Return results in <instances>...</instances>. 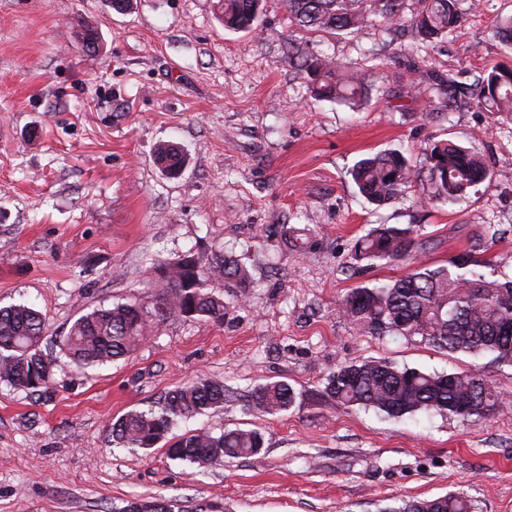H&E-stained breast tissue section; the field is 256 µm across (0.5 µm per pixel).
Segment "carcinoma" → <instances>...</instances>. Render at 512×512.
<instances>
[{"label":"carcinoma","instance_id":"cac0c4a2","mask_svg":"<svg viewBox=\"0 0 512 512\" xmlns=\"http://www.w3.org/2000/svg\"><path fill=\"white\" fill-rule=\"evenodd\" d=\"M421 7L408 19L403 0H285L289 19L314 32H357L376 21L391 34L410 32L418 43L448 35L462 18L463 0H419ZM263 0H224V26L249 31L259 22ZM301 70L312 78L315 92L328 99L356 104L367 98L364 79L349 74L331 59H305ZM431 89L444 96L448 107L466 99L488 112H512V70L493 67L467 84L448 73L432 71ZM430 199L454 204L489 176L477 153L450 140L427 148ZM162 171L175 175L185 165L182 149L162 142L155 150ZM416 172L400 151L376 153L359 160L351 176L359 192L370 202L394 199ZM412 229L380 224L353 245L352 259L402 258L411 251ZM472 254L465 253L439 266H418L388 283L358 287L342 299L339 312L354 327L371 336H419L430 345L450 353L493 356L512 364V279L488 280L471 270ZM160 293L153 310L138 303L100 307L80 316L59 343L60 353L74 365L102 366L126 357L156 327L172 316L185 319H224V296L214 285L244 288L249 269L232 255L186 256L157 267ZM45 320L35 309L15 304L0 307V382L38 400L52 395L56 358L43 353ZM325 394L336 404L372 408L391 418L419 413L456 414L457 404L474 401L470 420L492 413L500 392L479 372L431 373L400 368L385 360L341 364L327 378ZM224 383L199 379L168 392L146 411H129L112 423V437L125 448L151 449L165 442L167 454L198 468L219 465L226 458L259 454L264 445L256 429L224 430L218 434L200 430L172 434L181 421L224 408ZM295 392L280 380L257 385L251 407L264 415H278L294 404ZM113 512H173L165 500L129 501ZM396 512H474L472 501L462 492L425 500L403 502Z\"/></svg>","mask_w":512,"mask_h":512}]
</instances>
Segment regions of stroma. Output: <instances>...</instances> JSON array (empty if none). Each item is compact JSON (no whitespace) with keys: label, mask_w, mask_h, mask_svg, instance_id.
I'll return each instance as SVG.
<instances>
[{"label":"stroma","mask_w":512,"mask_h":512,"mask_svg":"<svg viewBox=\"0 0 512 512\" xmlns=\"http://www.w3.org/2000/svg\"><path fill=\"white\" fill-rule=\"evenodd\" d=\"M222 0H0V307L25 303L61 341L79 316L135 299L152 306L155 268L226 252L249 268L224 295L223 320L172 317L127 358L79 370L59 361L36 400L0 382V512H112L164 497L174 512H389L464 491L476 512H512V366L452 354L417 336L361 334L338 313L345 294L469 252L489 279L512 277V113L447 108L420 90L427 70L465 82L512 68L493 21L512 0H479L411 71L403 37L380 25L317 33L266 0L255 29H226ZM98 33L95 50L74 36ZM328 55L365 76L366 104L315 97L300 59ZM475 149L487 180L453 205L432 203L426 148ZM187 156L176 176L158 143ZM402 150L418 171L376 205L350 171ZM379 224L412 230L409 257L355 262ZM384 358L428 372L478 371L502 393L486 418L391 419L324 392L336 366ZM199 378L223 382L222 411L178 433L256 428L260 454L204 470L112 441L113 421ZM284 380L292 408L260 416L258 384ZM155 162L170 175L178 174L185 165V155L182 149L174 143H159L155 150Z\"/></svg>","instance_id":"35a3bbf8"}]
</instances>
